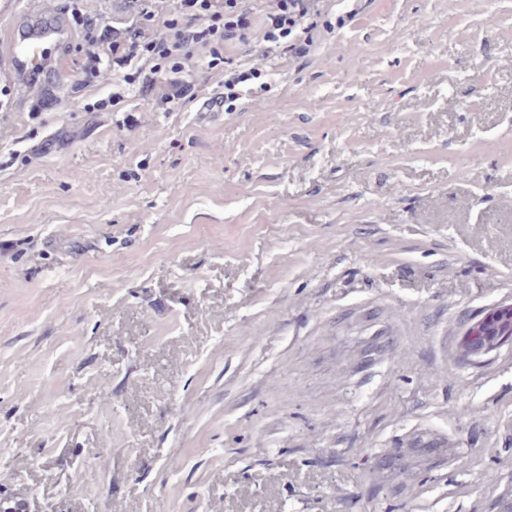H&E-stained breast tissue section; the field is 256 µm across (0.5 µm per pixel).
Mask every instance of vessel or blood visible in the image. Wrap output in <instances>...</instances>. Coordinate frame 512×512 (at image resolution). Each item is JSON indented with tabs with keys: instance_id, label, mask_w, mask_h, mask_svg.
Wrapping results in <instances>:
<instances>
[{
	"instance_id": "obj_1",
	"label": "vessel or blood",
	"mask_w": 512,
	"mask_h": 512,
	"mask_svg": "<svg viewBox=\"0 0 512 512\" xmlns=\"http://www.w3.org/2000/svg\"><path fill=\"white\" fill-rule=\"evenodd\" d=\"M11 13L17 20L0 41V80L33 101L63 78L59 52L72 36L70 22L61 0H25L20 10L0 0V14Z\"/></svg>"
}]
</instances>
